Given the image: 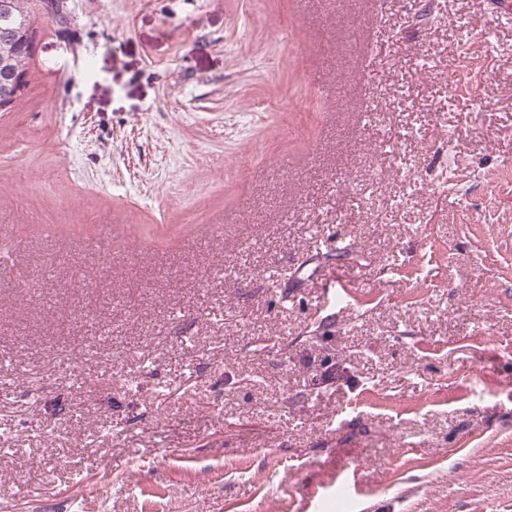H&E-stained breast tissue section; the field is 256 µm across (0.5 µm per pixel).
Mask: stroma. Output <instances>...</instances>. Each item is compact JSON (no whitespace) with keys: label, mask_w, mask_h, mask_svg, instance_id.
Masks as SVG:
<instances>
[{"label":"stroma","mask_w":512,"mask_h":512,"mask_svg":"<svg viewBox=\"0 0 512 512\" xmlns=\"http://www.w3.org/2000/svg\"><path fill=\"white\" fill-rule=\"evenodd\" d=\"M36 0L0 112V512H512V15Z\"/></svg>","instance_id":"35a3bbf8"}]
</instances>
